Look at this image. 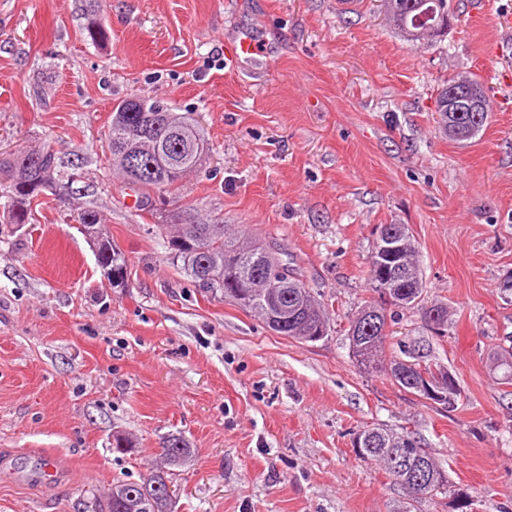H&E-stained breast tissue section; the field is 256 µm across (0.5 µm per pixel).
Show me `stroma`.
<instances>
[{
    "label": "stroma",
    "mask_w": 512,
    "mask_h": 512,
    "mask_svg": "<svg viewBox=\"0 0 512 512\" xmlns=\"http://www.w3.org/2000/svg\"><path fill=\"white\" fill-rule=\"evenodd\" d=\"M354 2L0 0V154L49 145L81 173L35 199L29 223H0V512H86L141 482L171 434L193 449L174 512H452L450 494L410 503L356 455L373 424L420 437L473 512H512V383L490 366L512 336V0H452L447 31L418 45L381 0ZM246 30L266 53L238 68L225 52ZM460 74L491 112L462 142L436 123ZM132 96L190 114L210 147L154 213L105 150L112 107ZM187 207L278 242L329 335L295 342L195 288L163 231ZM85 209L124 252L125 287L99 267ZM384 224L409 226L425 306L449 311L442 337L423 308L400 311L386 347L447 368L455 408L350 352ZM118 431L134 452H113Z\"/></svg>",
    "instance_id": "1"
}]
</instances>
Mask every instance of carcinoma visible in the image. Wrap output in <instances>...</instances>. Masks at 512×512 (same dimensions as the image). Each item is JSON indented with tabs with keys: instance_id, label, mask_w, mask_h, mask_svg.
<instances>
[{
	"instance_id": "obj_1",
	"label": "carcinoma",
	"mask_w": 512,
	"mask_h": 512,
	"mask_svg": "<svg viewBox=\"0 0 512 512\" xmlns=\"http://www.w3.org/2000/svg\"><path fill=\"white\" fill-rule=\"evenodd\" d=\"M396 0L398 11L393 20L411 42L426 40L421 32L426 25L437 23L449 16L450 0ZM87 37L94 44L108 40L109 33L104 23L92 18L86 26ZM106 146L112 163L121 166L124 156L140 153L147 174L131 183L141 202L149 204L155 211L156 204H165L167 196L178 190L183 175L197 168L208 150L204 129L189 121L171 104L147 98L131 97L118 102L112 108V118L105 133ZM38 157L35 165L27 164L30 156ZM58 162L53 148L47 146L32 154L17 151L0 157V170L8 173L12 180L13 205L6 216L9 224H27L31 219L33 199L56 184L54 174ZM401 264L414 272L413 282L406 285L407 295L399 297L393 293L389 270L380 263L381 239H376L368 256L369 288L376 297L365 302L359 314L354 316L349 328L350 348L357 364L366 369H381L384 362L390 365L408 362L411 377L423 379V375H434L441 370L436 363L426 362L413 352L386 359L385 343L388 334L382 327L388 325L385 296L392 298L391 305L401 309H414L421 305L424 292L423 272L417 259L418 246L409 232L399 237ZM173 257L182 261L183 269L194 287L213 297L224 298L263 320L273 332L296 341L316 330L328 333V317L316 300L311 289L297 273L282 259L283 251L274 242L254 241L249 246L240 244L238 237L229 233L227 225L219 220L203 223L187 207L178 215V228L167 240ZM99 264H108L127 275L125 255L107 238L96 241ZM273 270L278 273L280 288L276 298L262 293L265 274ZM285 312L292 316L288 328L272 324L268 314ZM494 370L501 372L500 380L512 382V347L501 348L496 357ZM372 436V448H360L357 454L364 460L384 467L388 474L402 487L410 480L391 469L390 457L404 453L426 460L433 474V483L422 491V495L445 494L448 480L444 469L436 458L423 446L421 440L411 432H398L384 426L365 427L355 433V438ZM192 457L188 440L181 435H170L163 442L162 458L164 471L153 470L140 483L116 482L105 500L95 505L93 512H173V499L161 495L155 484L165 485L171 480L172 471L187 464Z\"/></svg>"
}]
</instances>
